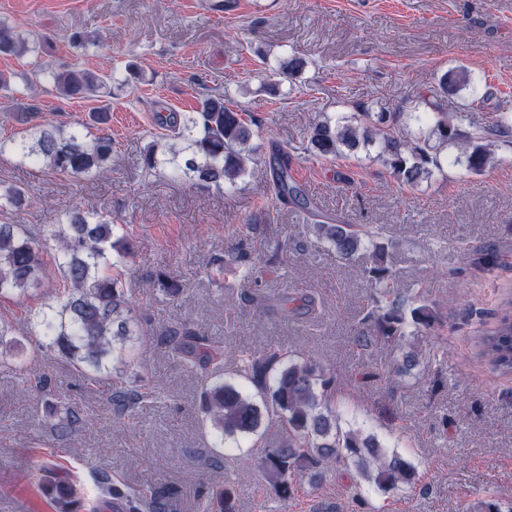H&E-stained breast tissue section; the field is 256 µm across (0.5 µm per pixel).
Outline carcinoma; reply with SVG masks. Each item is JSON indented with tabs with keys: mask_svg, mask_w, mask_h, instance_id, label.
<instances>
[{
	"mask_svg": "<svg viewBox=\"0 0 512 512\" xmlns=\"http://www.w3.org/2000/svg\"><path fill=\"white\" fill-rule=\"evenodd\" d=\"M40 48V41L0 24V55L22 57ZM306 61L298 56L279 60L266 78L300 74ZM43 79L67 99L99 100L112 95V85L128 86L141 80L137 66L128 64L125 74L98 73L77 63L50 65ZM472 82L467 69L443 74L439 91L418 96L412 110L387 112L373 103H362L351 115L320 120L300 146L282 147L269 161L272 182L270 202L288 203L315 215L314 204L296 183L283 158L299 150L305 156L334 160L360 149L391 171L396 181L408 187L429 184L447 175L448 165L462 166L480 175L493 161L497 142L512 139V112L503 110L489 124H475L460 133L462 114L448 112L439 97L453 95ZM18 121L25 129L8 140L0 139V156L8 153L18 163L43 164L73 178L100 177L112 171V139L100 134L87 141L79 128L41 120L38 105L28 103ZM168 137L186 143L182 151L165 152L155 142L142 156V167L155 173L168 167L176 177L217 190H232L264 159L251 145L256 135L244 112L231 107L224 94H202L198 107L189 113H157ZM454 145L458 154L448 158L443 151ZM29 200L25 191L9 187L0 192V210L19 209ZM342 259L372 251L368 268L370 287L378 290L373 313L376 335L403 340L429 330L437 322L435 310L416 299L391 293L395 277L385 263L386 247L377 242L378 232L360 224L310 225ZM53 250V267L63 283L55 303L30 315L26 334L43 338L44 346L58 352L85 379H109L129 368L135 353L152 339L148 328L135 321L124 288L121 269L134 252V243L108 216L74 207L59 215L44 230L24 224H0V297L24 294L49 279L43 253ZM14 324L0 320V363L19 362L12 339ZM164 341L183 365L196 369L210 384L201 396V406L216 432L215 444L227 438L249 440L261 425L276 426L285 441L266 450L261 469L275 496L292 497L303 480L319 484L331 471L352 469L355 485L362 483L383 492L412 487L418 468L401 453L386 448L375 436L361 430L341 429L329 408L334 378L312 360L294 361L279 351H242L236 355L244 384L224 381V349L187 326L166 330ZM481 355L492 369L512 372V313L504 312L479 338ZM82 421L75 409L51 423L66 434ZM97 486L104 497L120 502V512H169L172 490L158 484L146 492H131L112 483L102 473ZM59 512H69L72 490L62 484L51 489ZM235 489L224 486L204 506L206 512H235Z\"/></svg>",
	"mask_w": 512,
	"mask_h": 512,
	"instance_id": "obj_1",
	"label": "carcinoma"
}]
</instances>
